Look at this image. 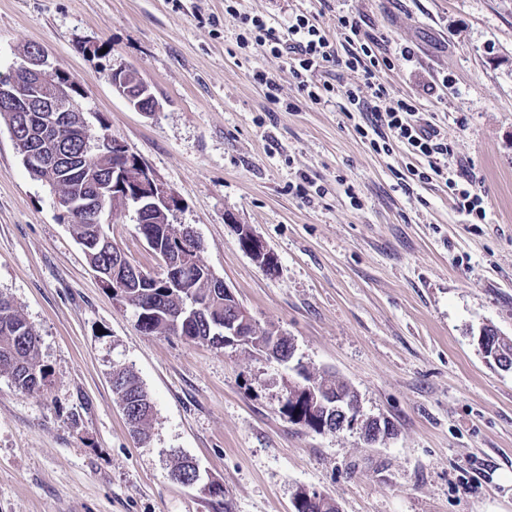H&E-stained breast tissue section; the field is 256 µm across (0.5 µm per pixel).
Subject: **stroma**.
I'll use <instances>...</instances> for the list:
<instances>
[{"mask_svg":"<svg viewBox=\"0 0 512 512\" xmlns=\"http://www.w3.org/2000/svg\"><path fill=\"white\" fill-rule=\"evenodd\" d=\"M278 26L306 13L328 34L359 20L388 65L378 77L441 126L477 176L481 219L457 213L443 181L402 186L417 158L374 152L360 112L307 104L288 66L238 48L224 0H0V72L40 45L85 90L91 129L107 125L179 197L170 223L259 326L290 336L316 375L357 393L395 433L291 422L287 365L139 329L104 288L56 194L24 167L0 119V294L39 336L43 390L0 374V512H292L308 487L340 512H512V372L487 363L484 326L512 337V0H238ZM409 48L410 59L400 51ZM128 68L159 103L134 111L108 74ZM275 80L282 111L253 80ZM309 178L307 197L293 186ZM248 227L277 259L240 246ZM108 232L131 263L159 273L128 212ZM127 367L149 393L139 445L112 391ZM193 458L221 496L172 481Z\"/></svg>","mask_w":512,"mask_h":512,"instance_id":"1","label":"stroma"}]
</instances>
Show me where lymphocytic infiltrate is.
<instances>
[{"instance_id": "f902f5d3", "label": "lymphocytic infiltrate", "mask_w": 512, "mask_h": 512, "mask_svg": "<svg viewBox=\"0 0 512 512\" xmlns=\"http://www.w3.org/2000/svg\"><path fill=\"white\" fill-rule=\"evenodd\" d=\"M224 10L238 21L239 47H262L267 56L286 63L307 101L317 105L328 97L346 99L364 112L366 122L357 126L356 131L375 152L391 153L396 142L406 145L410 153L422 161L421 166L411 171L418 182L443 180L450 191L449 200L459 214L484 216L483 199L474 190V177L460 164L449 161L448 143L440 127L419 111L413 99L391 96L379 81V60L369 44L358 41L356 19L339 17L337 28L350 46L344 62L346 67L364 72L371 91L370 98L365 100L357 89L339 88L328 82L315 83V76L326 73L338 60L334 41L306 14L295 15L285 34L280 35L266 17L237 11L230 2L225 4Z\"/></svg>"}]
</instances>
